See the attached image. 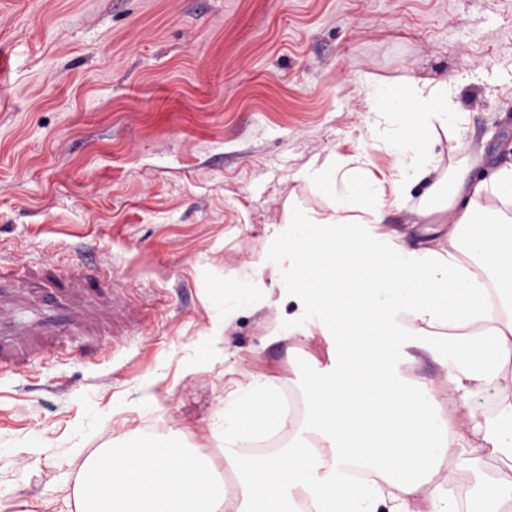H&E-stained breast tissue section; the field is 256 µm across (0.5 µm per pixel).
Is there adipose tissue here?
<instances>
[{"label": "adipose tissue", "instance_id": "obj_1", "mask_svg": "<svg viewBox=\"0 0 512 512\" xmlns=\"http://www.w3.org/2000/svg\"><path fill=\"white\" fill-rule=\"evenodd\" d=\"M362 92L402 176L336 163L304 171L331 215L288 213L238 282H215L188 365L232 360L219 350L226 331L284 300L295 308L271 320V336L321 339L327 362L288 378L251 373L207 422L220 461L193 445L189 427L159 431L158 400L140 399L141 425L108 450L111 478L89 455L71 469L60 512H512V474L501 468L512 462V375L501 368L512 357V235L483 206V184L463 177L441 206L455 223L422 230L445 234L447 247L406 246L386 219L433 169L426 131L459 115L413 81ZM426 362L459 397L456 428L422 401ZM469 433L487 455L469 450ZM460 470L474 481L457 484Z\"/></svg>", "mask_w": 512, "mask_h": 512}]
</instances>
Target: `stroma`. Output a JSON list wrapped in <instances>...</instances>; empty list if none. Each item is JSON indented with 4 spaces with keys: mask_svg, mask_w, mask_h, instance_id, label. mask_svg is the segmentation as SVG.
I'll return each instance as SVG.
<instances>
[{
    "mask_svg": "<svg viewBox=\"0 0 512 512\" xmlns=\"http://www.w3.org/2000/svg\"><path fill=\"white\" fill-rule=\"evenodd\" d=\"M0 260L89 276L110 264L137 321L95 317L0 372V493L70 494L68 445L87 405L111 410L93 446L123 440L151 394L161 428L217 451L208 418L247 373L286 378L319 341H266L264 314L229 331L234 366L184 370L209 325L211 277L233 278L288 210L324 217L301 179L332 162L396 173L371 140L362 82L443 86L458 126L427 134L431 177L391 227L461 172L512 160V0H0Z\"/></svg>",
    "mask_w": 512,
    "mask_h": 512,
    "instance_id": "obj_1",
    "label": "stroma"
}]
</instances>
